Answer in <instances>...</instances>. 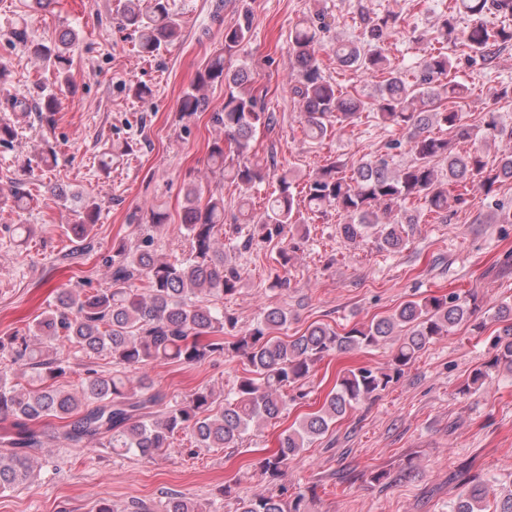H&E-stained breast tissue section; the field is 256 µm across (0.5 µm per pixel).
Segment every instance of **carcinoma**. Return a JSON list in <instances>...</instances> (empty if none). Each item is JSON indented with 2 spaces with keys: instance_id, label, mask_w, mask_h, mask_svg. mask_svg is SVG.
<instances>
[{
  "instance_id": "carcinoma-1",
  "label": "carcinoma",
  "mask_w": 512,
  "mask_h": 512,
  "mask_svg": "<svg viewBox=\"0 0 512 512\" xmlns=\"http://www.w3.org/2000/svg\"><path fill=\"white\" fill-rule=\"evenodd\" d=\"M495 16L499 23L488 24ZM466 17L467 26L459 25ZM126 23L139 34V48L152 54L175 41L179 25L168 0H127ZM362 39L338 41L333 48L336 63L353 67L370 79L379 80L376 94L358 90L341 91L322 74L318 59L319 35L331 27L328 14L295 27L292 52L298 77L288 91L302 103L303 133L321 141L333 125L345 128L367 110L386 128L407 131L406 142L394 140L389 152L347 166L340 160L326 164L294 194L295 176L288 170L279 177V190L270 196L263 211L234 218L237 249L247 251L255 238L277 239L282 244L278 264L288 273L292 254L304 236L299 228L313 218L334 210L344 218L340 232L350 241L376 235L380 248L397 252L406 246V227L419 223L418 204L448 220L451 204L465 202V191L478 185L485 193L512 179V155L496 164L485 160L475 148L460 152L456 144L474 136L463 122L461 104L468 87L448 79L457 62L439 50L426 58L414 80L408 81L390 68L383 44L396 30L391 14L361 13ZM250 30L249 12L242 21L224 28V44L209 58L197 75L192 91L184 94L180 111L189 118L206 106L205 86L222 81L234 88L213 122L224 128L227 141L217 140L209 148L212 167L230 171L231 178L245 190L266 180V171L247 157L250 140L261 127L271 129L273 113L264 110L261 97L242 88V68L225 64L240 50ZM437 40L452 43L475 64L512 44V0H454L439 23ZM75 36H59L60 46H35L57 75V83L68 81L69 49ZM446 128L448 136L432 133ZM485 141L512 139V127L488 113L481 132ZM407 146L410 160L392 167L391 150ZM98 204L88 200L77 212L67 232L87 242L96 223ZM253 225L242 237L241 224ZM182 224L189 239L187 256L172 261L157 254L158 241L144 232L140 243L130 248L112 246L107 259L111 285L95 292L64 288L57 292L56 305L44 313L25 333L0 336V492L29 483L34 465L46 445L64 443L71 448H110L118 455L134 454L152 460L169 448L179 433L189 436L197 448H235L252 428L279 418L288 403L307 396L306 384L315 365L337 351L366 350L393 342L391 369L359 367L336 382L321 409L288 428L279 438L275 455L263 460L261 471L274 481L303 449L323 436L337 418L362 401L385 390L404 367L417 360L428 344L471 320L480 308L475 291L409 299L393 313L342 332L327 324H312L304 332L282 338L287 313L277 307L264 310L248 329H237V320L224 307L209 300L238 290L240 273L224 260L215 235L224 228V195L202 199L196 189L185 192ZM491 320L504 322L493 344L495 354L473 370L465 391H477L500 373L512 374V303L500 304ZM70 346L88 358L109 357L113 370L104 375L94 370L80 389L66 388L57 379L70 370L69 359L58 348ZM215 358L246 360L242 375L216 405L213 390L201 387L174 403L155 389L148 378L130 385L127 373L153 362L202 364ZM29 374L26 385L15 382L18 374ZM487 479H476L453 501L450 512H512V485L499 497L488 500ZM223 497L205 503L179 493H168L156 512H222ZM236 512H311V497L298 490L288 493L281 484L268 494L238 498Z\"/></svg>"
}]
</instances>
